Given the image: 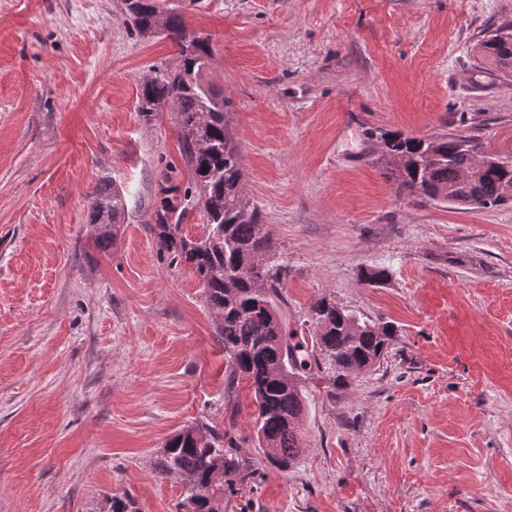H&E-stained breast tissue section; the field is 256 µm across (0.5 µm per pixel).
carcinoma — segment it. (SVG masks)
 <instances>
[{"label": "carcinoma", "instance_id": "obj_1", "mask_svg": "<svg viewBox=\"0 0 512 512\" xmlns=\"http://www.w3.org/2000/svg\"><path fill=\"white\" fill-rule=\"evenodd\" d=\"M126 14L141 36L154 34L157 0H124ZM164 28L180 46V63L156 69L140 87V112L149 117L169 102L176 104L182 156L191 179L183 187L168 175L158 183L153 231L160 254L199 275L205 301L224 348L227 387L250 384L257 447L286 471L306 448L303 419L305 382L319 377L330 393L346 389L358 375L384 359L397 336L389 322L362 319L327 297L309 311L310 332L286 329L281 299V265L272 242L261 233V215L244 191L241 149L224 113V95L204 81L213 51L203 38L188 52L181 19L170 15ZM481 57L512 76V21H503L477 43ZM374 150L390 166L399 192L423 195L460 210L512 202V160L477 159L479 145L469 135L435 138L400 131L366 133ZM203 216L201 233L184 232L189 209ZM124 211L120 193L103 191L89 205V224L99 242L110 246L118 236ZM370 286L389 278L387 268L359 271ZM162 479L182 484L184 512H226L224 497L254 482L259 461L241 453L225 438L224 428L209 418L186 426L164 445L154 460ZM112 512H141L128 493L114 495Z\"/></svg>", "mask_w": 512, "mask_h": 512}]
</instances>
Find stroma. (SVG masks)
<instances>
[{
	"mask_svg": "<svg viewBox=\"0 0 512 512\" xmlns=\"http://www.w3.org/2000/svg\"><path fill=\"white\" fill-rule=\"evenodd\" d=\"M158 3L210 41L288 328L327 295L398 329L348 389L309 382L301 461L262 462L226 512H512V203L398 194L366 142L465 130L512 158V81L473 50L512 0ZM179 61L121 0H0V512H103L126 490L177 512L153 462L202 417L263 455L198 274L154 241L163 172L190 171L175 110L144 116L140 82ZM112 188L104 247L87 213ZM371 265L384 284L358 279ZM124 211L120 193L116 191L98 193L89 205V224L97 231V238L104 246H110L118 236L119 217Z\"/></svg>",
	"mask_w": 512,
	"mask_h": 512,
	"instance_id": "stroma-1",
	"label": "stroma"
}]
</instances>
